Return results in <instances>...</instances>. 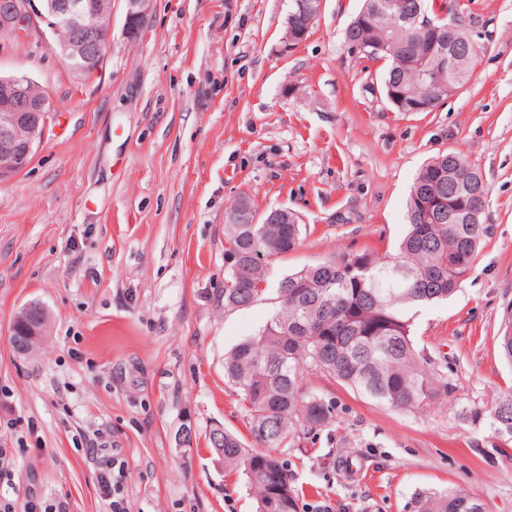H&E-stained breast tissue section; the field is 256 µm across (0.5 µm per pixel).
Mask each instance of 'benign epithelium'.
<instances>
[{"label": "benign epithelium", "instance_id": "7a95c632", "mask_svg": "<svg viewBox=\"0 0 512 512\" xmlns=\"http://www.w3.org/2000/svg\"><path fill=\"white\" fill-rule=\"evenodd\" d=\"M153 0H125L123 34L138 40L146 29ZM112 13V0H0V34L24 38L37 22L57 36L52 49L77 63L74 74L100 68L110 26L101 17ZM53 113L38 83L26 75L0 76V179L27 165L44 139Z\"/></svg>", "mask_w": 512, "mask_h": 512}]
</instances>
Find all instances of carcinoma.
I'll use <instances>...</instances> for the list:
<instances>
[{"label": "carcinoma", "mask_w": 512, "mask_h": 512, "mask_svg": "<svg viewBox=\"0 0 512 512\" xmlns=\"http://www.w3.org/2000/svg\"><path fill=\"white\" fill-rule=\"evenodd\" d=\"M425 0H363L347 26L346 42L361 57L383 63L380 88L397 112H429L471 78L479 47L463 25L432 18L424 24ZM460 44L468 46L455 55ZM459 152L442 153L418 172L407 202L405 237L396 254L348 253L309 264L276 280L270 267L298 249L305 225L293 214L267 224H238L244 203L226 211L224 273L216 300L224 312L270 298L276 308L257 334L224 355V377L239 391L252 442L210 428L205 439L224 465L243 468L256 512H297L287 466L265 448H285L300 431L326 425L332 406L306 393L303 374L333 377L365 398L415 413L452 391L435 363L418 349L411 310L446 300L469 277L489 226L484 224L489 187ZM49 323L38 300L18 312L12 345L34 351ZM499 344L512 364V321ZM491 424L512 436V388L495 404ZM418 512H484L480 500L457 492L421 497Z\"/></svg>", "instance_id": "1"}]
</instances>
